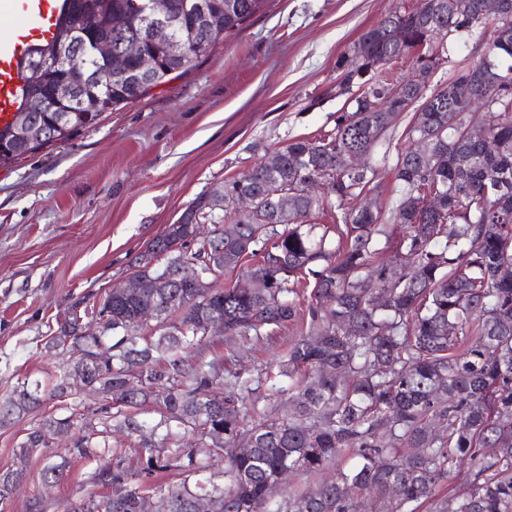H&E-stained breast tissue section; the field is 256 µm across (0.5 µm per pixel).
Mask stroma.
Listing matches in <instances>:
<instances>
[{"instance_id":"1","label":"stroma","mask_w":512,"mask_h":512,"mask_svg":"<svg viewBox=\"0 0 512 512\" xmlns=\"http://www.w3.org/2000/svg\"><path fill=\"white\" fill-rule=\"evenodd\" d=\"M265 0L192 70L105 113L68 140L0 167V398L17 383L51 380L52 327L74 301L125 284L136 255L201 193L252 168L290 140L331 130L343 98L330 95L336 63L400 2ZM488 40L462 35L432 88L458 62L479 61ZM290 330L245 345L225 375L263 373ZM97 462L72 459L66 479L43 489L39 462L0 512H47L86 497Z\"/></svg>"}]
</instances>
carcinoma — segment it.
Segmentation results:
<instances>
[{"label":"carcinoma","mask_w":512,"mask_h":512,"mask_svg":"<svg viewBox=\"0 0 512 512\" xmlns=\"http://www.w3.org/2000/svg\"><path fill=\"white\" fill-rule=\"evenodd\" d=\"M140 0H72L77 10L107 19L128 17L122 31L164 71L194 68L227 33L260 8L262 0H174L179 26L195 31L191 54L168 63L163 45L144 39ZM485 0H417L367 28L336 63V96L346 111L334 128L318 137L296 138L263 161L224 183V210L211 212L201 194L133 261V274L154 282L138 297L114 288L98 302L73 303L45 349L65 358L46 385L18 384L0 400V428L33 415L38 423L18 444L15 455L41 458V479L68 475L70 457L104 458L114 433L125 436L133 456L98 467L93 485L108 493H88L65 512H144L145 496L163 494L169 512H192L206 496L213 512H416L428 502L434 512H512V19L485 20ZM209 28L194 25L201 12ZM65 13L53 36L30 45L54 54ZM494 34L490 55L500 83L480 90L466 84L468 63L448 85L423 97L421 112L403 130L405 142L422 137L428 157L411 147L397 150L391 171L398 196L383 197L374 165L349 168L345 155L373 160L385 134L401 123L398 89L410 76L388 75L382 67L405 55L415 64L441 66L456 37ZM138 62H126V75L108 83L95 80L85 92L102 98L98 115L149 93ZM60 66L37 75L30 89L37 97L69 77ZM62 124L58 139L88 127L74 106L53 112ZM473 123L487 137L467 135ZM471 157L467 165L460 156ZM325 178L326 195L308 198L294 186ZM278 182L288 194L268 199L269 216L284 223L258 224L229 198L240 193L263 197ZM376 198L369 211L363 193ZM238 227V236L194 240L196 220ZM400 260L389 273L381 254ZM247 273L265 287L245 292L225 276L243 261ZM197 261L210 285L174 279L184 263ZM388 297L378 305L374 293ZM146 307L152 324L137 322ZM224 317V344L234 355L241 345L274 329L295 327L282 360L269 367L267 380L285 400L240 402L252 393L253 378L243 370L224 381L223 362L205 359V323ZM104 321L99 335H85L80 321ZM80 350L94 357L90 382L118 391L140 381L138 392L118 404H104L89 416L69 401L68 373ZM63 403L64 414L43 409ZM152 403L159 415L152 426L139 409ZM78 431L67 454L45 455L58 434ZM197 436L192 447L176 440L178 430ZM467 468L466 488L446 499L437 487ZM176 470L174 483L153 481ZM314 485L302 482L328 470ZM24 478L0 470V500ZM283 483L273 504L271 484Z\"/></svg>","instance_id":"1"}]
</instances>
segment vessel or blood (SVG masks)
I'll list each match as a JSON object with an SVG mask.
<instances>
[{"mask_svg":"<svg viewBox=\"0 0 512 512\" xmlns=\"http://www.w3.org/2000/svg\"><path fill=\"white\" fill-rule=\"evenodd\" d=\"M63 0H0V12L15 23L0 36V126L17 107L20 88L18 61L32 39L49 36Z\"/></svg>","mask_w":512,"mask_h":512,"instance_id":"vessel-or-blood-1","label":"vessel or blood"}]
</instances>
